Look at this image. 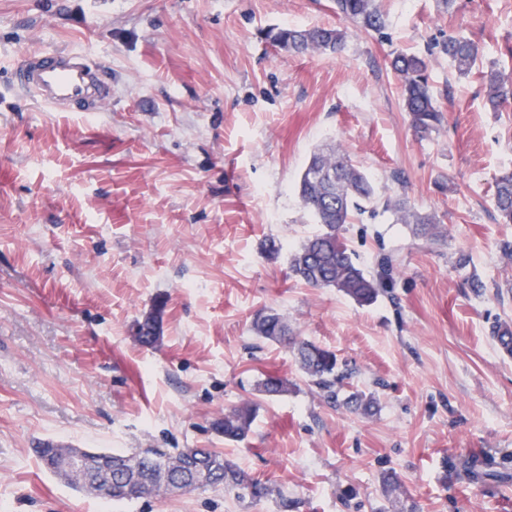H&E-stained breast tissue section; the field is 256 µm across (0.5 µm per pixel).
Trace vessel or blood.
Returning <instances> with one entry per match:
<instances>
[{
    "label": "vessel or blood",
    "mask_w": 512,
    "mask_h": 512,
    "mask_svg": "<svg viewBox=\"0 0 512 512\" xmlns=\"http://www.w3.org/2000/svg\"><path fill=\"white\" fill-rule=\"evenodd\" d=\"M19 86L34 100L57 112H68L76 106L93 112L111 96L109 87L87 60L70 50L32 55Z\"/></svg>",
    "instance_id": "obj_1"
}]
</instances>
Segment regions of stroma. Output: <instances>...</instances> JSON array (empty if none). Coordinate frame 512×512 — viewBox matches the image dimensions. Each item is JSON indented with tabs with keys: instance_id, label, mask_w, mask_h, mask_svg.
I'll return each mask as SVG.
<instances>
[{
	"instance_id": "35a3bbf8",
	"label": "stroma",
	"mask_w": 512,
	"mask_h": 512,
	"mask_svg": "<svg viewBox=\"0 0 512 512\" xmlns=\"http://www.w3.org/2000/svg\"><path fill=\"white\" fill-rule=\"evenodd\" d=\"M365 32L331 0H0V512H512V259L492 200L512 168V108L490 111L481 72L512 69V0H379ZM277 26L345 31L335 54L274 45ZM480 57L459 76L448 31ZM86 53L112 102L55 112L18 89L28 54ZM425 56L443 122L417 133L394 51ZM339 146L381 197L434 217L414 236L391 213L343 236L391 295L357 305L291 278L315 229L294 193L310 154ZM486 285L476 296L466 279ZM166 299L156 314L158 299ZM277 311L335 351L370 415L327 405L289 346L258 337ZM158 315V341L139 323ZM288 394L257 389L266 375ZM257 408L225 441V408ZM212 448L266 482L108 505L38 450ZM394 473L395 491L382 476ZM257 409L251 403H241L224 410V418L214 423L215 429L224 435L225 441L239 442L252 431Z\"/></svg>"
}]
</instances>
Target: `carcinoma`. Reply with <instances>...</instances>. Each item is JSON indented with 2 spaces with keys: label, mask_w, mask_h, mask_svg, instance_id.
Listing matches in <instances>:
<instances>
[{
  "label": "carcinoma",
  "mask_w": 512,
  "mask_h": 512,
  "mask_svg": "<svg viewBox=\"0 0 512 512\" xmlns=\"http://www.w3.org/2000/svg\"><path fill=\"white\" fill-rule=\"evenodd\" d=\"M336 13L355 22L365 32L381 33L386 28L384 13L377 0H333ZM280 47L294 53L309 51L336 53L345 44V33L340 29L326 28H281L272 36ZM443 53L460 76L471 73L479 56V48L456 33H448L441 45ZM392 69L402 81L403 104L409 113L413 128L418 133H431L442 123L443 114L429 86L428 61L426 58L408 53H397L391 59ZM486 85V105L492 112L502 110L512 102V74L490 69L483 75ZM327 172L336 176L329 181L320 177ZM296 191L302 207L308 211L319 230L307 237L289 258L290 275L314 288H335L361 306L371 305L392 288L394 263L391 257L383 256L378 271L371 275L357 261L342 238L344 226L353 215L375 214L381 209L392 212L396 222L403 224H432L434 219L422 216L406 208L405 203L376 197L374 188L363 171L355 167L340 151L330 146L319 148L309 158L296 183ZM493 202L502 223L512 224V170H505L494 180ZM165 302L156 304V315L139 325V343L151 347L158 336L159 314ZM256 334L269 341L287 342L294 345L300 367L319 389L323 399L331 406L344 407L351 412L370 414L376 401L370 394L352 391L342 394L346 375L338 371L336 354L313 342L296 340L289 336L288 325L283 317L271 311L254 323ZM491 335L500 347L512 354V325L498 322L491 327ZM259 391L269 397L288 392V380L268 375L259 383ZM257 409L251 403H241L224 410V418L214 423L215 429L224 435V440L239 442L252 431ZM114 459H127L135 464L139 474L155 466H166L171 483L156 482L145 489L136 487L134 473L115 472L112 482H127L125 493L108 496L112 501H123L147 495L173 494L175 483L183 480L185 467L192 464L206 467L212 475L211 488H222L235 497L260 501L272 494L267 483L250 477L234 461L210 448H183L172 453L164 448H149L131 454H112Z\"/></svg>",
  "instance_id": "carcinoma-1"
}]
</instances>
